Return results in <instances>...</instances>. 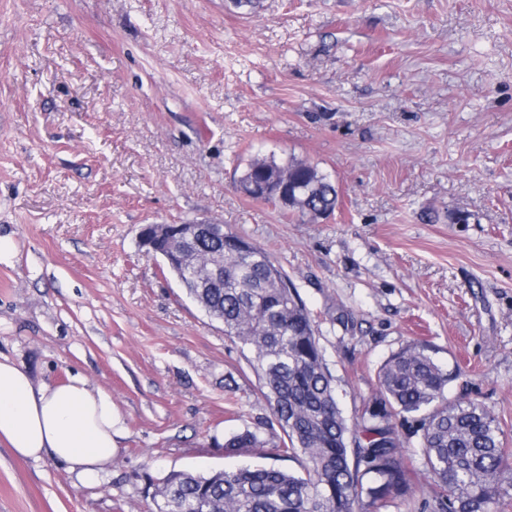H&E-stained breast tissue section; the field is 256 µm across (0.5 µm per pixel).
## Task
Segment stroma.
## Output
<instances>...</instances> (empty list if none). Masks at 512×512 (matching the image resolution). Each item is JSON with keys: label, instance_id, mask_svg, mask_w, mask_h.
<instances>
[{"label": "stroma", "instance_id": "stroma-1", "mask_svg": "<svg viewBox=\"0 0 512 512\" xmlns=\"http://www.w3.org/2000/svg\"><path fill=\"white\" fill-rule=\"evenodd\" d=\"M255 155L335 183L315 222L240 192ZM206 219L264 248L319 325L348 420L410 342L512 446V0H0V357L112 397L78 480L0 443V512H156L143 474L279 434L240 348L138 243ZM393 512H431L418 436Z\"/></svg>", "mask_w": 512, "mask_h": 512}]
</instances>
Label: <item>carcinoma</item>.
Wrapping results in <instances>:
<instances>
[{"label":"carcinoma","instance_id":"carcinoma-1","mask_svg":"<svg viewBox=\"0 0 512 512\" xmlns=\"http://www.w3.org/2000/svg\"><path fill=\"white\" fill-rule=\"evenodd\" d=\"M273 179L287 185L286 214L317 220L336 210V185L307 160L254 158L240 183ZM236 237L231 231L203 236L179 251L206 274L188 281L185 292L250 353L258 390L282 435L264 438L248 428L231 435L224 451L253 448L257 455L233 468L208 475L173 471L160 482L145 474L158 512H389L412 489L394 427L398 418L419 423L433 512H503L512 489V448L487 407L448 400L457 374L426 346L408 344L380 367L366 416L348 422L317 324L297 288L261 247L229 245ZM284 460L299 469L277 465Z\"/></svg>","mask_w":512,"mask_h":512}]
</instances>
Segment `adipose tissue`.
<instances>
[{"label": "adipose tissue", "mask_w": 512, "mask_h": 512, "mask_svg": "<svg viewBox=\"0 0 512 512\" xmlns=\"http://www.w3.org/2000/svg\"><path fill=\"white\" fill-rule=\"evenodd\" d=\"M112 424L111 396L86 379L37 384L23 367L0 359V440L15 454L49 455L93 477L112 461Z\"/></svg>", "instance_id": "ef3b65f1"}]
</instances>
